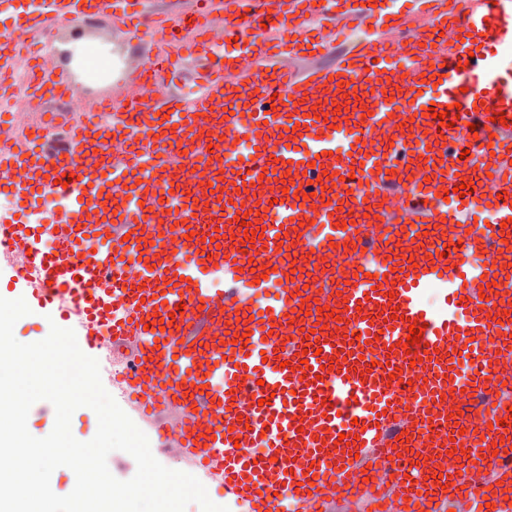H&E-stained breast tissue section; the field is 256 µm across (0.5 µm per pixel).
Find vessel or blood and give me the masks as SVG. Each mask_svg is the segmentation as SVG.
Returning a JSON list of instances; mask_svg holds the SVG:
<instances>
[{
  "mask_svg": "<svg viewBox=\"0 0 512 512\" xmlns=\"http://www.w3.org/2000/svg\"><path fill=\"white\" fill-rule=\"evenodd\" d=\"M203 2L208 37L181 47L223 64L191 97L166 86L162 49L117 95L89 104L53 79L36 90L62 111L0 115V296L54 315L85 353L109 328L124 411L245 512L355 497L362 512H512V466L489 453L512 425L486 410L512 407V0ZM148 3L0 0V79L27 67L25 34L65 20L163 31ZM474 128L491 144L459 159ZM248 228L264 233L251 257ZM405 452L438 479L405 476Z\"/></svg>",
  "mask_w": 512,
  "mask_h": 512,
  "instance_id": "1",
  "label": "vessel or blood"
}]
</instances>
